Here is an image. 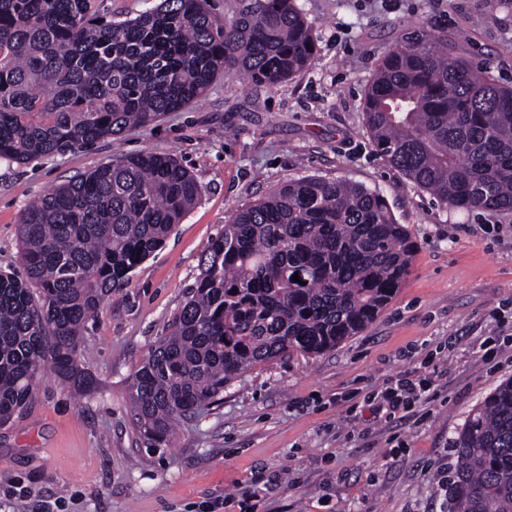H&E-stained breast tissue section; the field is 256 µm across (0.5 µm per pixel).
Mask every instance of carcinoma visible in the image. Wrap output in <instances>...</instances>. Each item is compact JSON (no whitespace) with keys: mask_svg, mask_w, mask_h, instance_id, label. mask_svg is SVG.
I'll return each mask as SVG.
<instances>
[{"mask_svg":"<svg viewBox=\"0 0 512 512\" xmlns=\"http://www.w3.org/2000/svg\"><path fill=\"white\" fill-rule=\"evenodd\" d=\"M1 53L0 161L25 164L148 126L232 68L278 86L311 63L316 41L295 0H254L231 18L208 0H160L123 20L101 0H0ZM364 112L377 154L439 203L512 210L511 85L423 36L381 60ZM198 196L176 158L142 152L27 207L23 274L0 271V425L47 369L78 392L91 388L78 359L87 324ZM415 250L380 193L340 180L290 181L238 209L131 374L138 438L167 447L239 375L361 333L397 295ZM452 448L448 512H512V378L469 413Z\"/></svg>","mask_w":512,"mask_h":512,"instance_id":"obj_1","label":"carcinoma"}]
</instances>
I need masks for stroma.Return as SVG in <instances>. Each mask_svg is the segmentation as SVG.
<instances>
[{"label": "stroma", "instance_id": "1", "mask_svg": "<svg viewBox=\"0 0 512 512\" xmlns=\"http://www.w3.org/2000/svg\"><path fill=\"white\" fill-rule=\"evenodd\" d=\"M316 39L302 73L277 87L218 76L201 104L90 148L0 162V268L21 270L27 204L113 158H177L200 195L165 245L105 298L79 361L80 394L44 373L34 399L0 426V512H198L242 493L258 512H448L442 484L470 411L512 377V210L440 205L377 156L363 97L381 59L419 35L512 85V0H295ZM307 176L379 192L417 243L411 272L359 335L318 357L245 373L180 425L170 447L135 434L128 377L166 332L211 239L241 206ZM431 358L428 400L386 417L368 400Z\"/></svg>", "mask_w": 512, "mask_h": 512}]
</instances>
